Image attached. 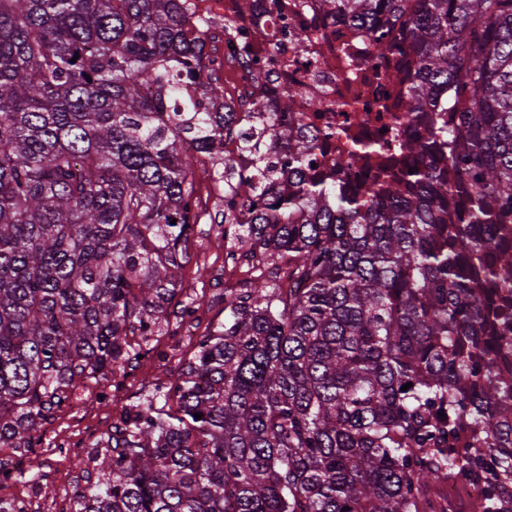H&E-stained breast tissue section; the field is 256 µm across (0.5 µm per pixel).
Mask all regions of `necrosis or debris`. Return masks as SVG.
Here are the masks:
<instances>
[{
  "label": "necrosis or debris",
  "mask_w": 512,
  "mask_h": 512,
  "mask_svg": "<svg viewBox=\"0 0 512 512\" xmlns=\"http://www.w3.org/2000/svg\"><path fill=\"white\" fill-rule=\"evenodd\" d=\"M189 26L203 29L212 48L204 58L206 73L226 79L233 102L264 97L269 109H277L290 88L315 86L324 103L313 109L309 100L296 98L292 111L280 112L284 126L305 128L319 136L315 170L326 178L336 175V163L345 152L343 140L333 136L336 128L363 131L394 153L408 127L375 112H346L342 102L350 97L369 103L382 93L399 101L405 87L407 63L395 58L379 59L371 41L348 22L333 19L323 0H257L250 12L238 9V0H186ZM232 34H225V26ZM308 39L297 43L296 32ZM270 76L263 87L252 81L258 66Z\"/></svg>",
  "instance_id": "1"
}]
</instances>
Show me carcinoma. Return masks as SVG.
I'll return each instance as SVG.
<instances>
[{
    "instance_id": "1",
    "label": "carcinoma",
    "mask_w": 512,
    "mask_h": 512,
    "mask_svg": "<svg viewBox=\"0 0 512 512\" xmlns=\"http://www.w3.org/2000/svg\"><path fill=\"white\" fill-rule=\"evenodd\" d=\"M181 2L0 0V448L39 443L78 383L138 359L129 335L169 323L193 140L220 224L287 261L288 289L224 300L112 426L74 512H457L450 486L512 512V0H329L411 62V164L358 188L312 174L316 135L234 126ZM336 135L341 168L381 154Z\"/></svg>"
}]
</instances>
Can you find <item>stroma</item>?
<instances>
[{
	"label": "stroma",
	"mask_w": 512,
	"mask_h": 512,
	"mask_svg": "<svg viewBox=\"0 0 512 512\" xmlns=\"http://www.w3.org/2000/svg\"><path fill=\"white\" fill-rule=\"evenodd\" d=\"M214 182L212 169L195 165L193 189L200 221L186 245L181 285L172 301L176 308L187 302L198 307L202 335L224 322V246L211 236L215 213L222 207ZM194 350L191 343L178 347L161 369L146 364L130 370L126 399L120 404H99L94 398L99 385L82 382V403L54 409L38 429L40 442L35 448L23 454L15 448H0V462H13L20 455L27 461L22 474L14 476L12 491L0 496L8 500L16 493L26 495L32 512H72L75 497L85 485L80 470L72 464L73 457L93 455L96 441L107 436L113 423L148 393L150 384L174 381Z\"/></svg>",
	"instance_id": "stroma-1"
}]
</instances>
